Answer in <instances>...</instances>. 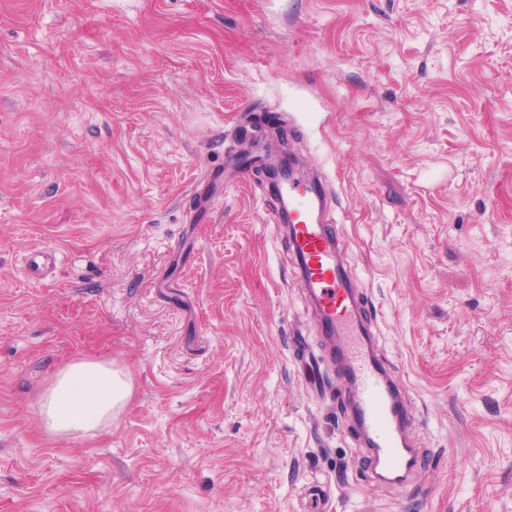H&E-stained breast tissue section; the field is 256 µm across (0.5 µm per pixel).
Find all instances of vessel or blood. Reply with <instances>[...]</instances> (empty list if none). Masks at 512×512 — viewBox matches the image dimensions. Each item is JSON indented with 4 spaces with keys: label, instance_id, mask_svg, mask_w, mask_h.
I'll return each instance as SVG.
<instances>
[{
    "label": "vessel or blood",
    "instance_id": "obj_1",
    "mask_svg": "<svg viewBox=\"0 0 512 512\" xmlns=\"http://www.w3.org/2000/svg\"><path fill=\"white\" fill-rule=\"evenodd\" d=\"M276 192L291 218L288 242L300 286L331 336L336 375L349 383L360 430L372 443L374 474L383 482L403 483L411 450L400 421L396 382L376 369L372 351L360 339L363 311L342 263L338 226L325 218V203L309 181H284Z\"/></svg>",
    "mask_w": 512,
    "mask_h": 512
}]
</instances>
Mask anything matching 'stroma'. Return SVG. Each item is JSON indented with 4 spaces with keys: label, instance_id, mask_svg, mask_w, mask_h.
<instances>
[{
    "label": "stroma",
    "instance_id": "1",
    "mask_svg": "<svg viewBox=\"0 0 512 512\" xmlns=\"http://www.w3.org/2000/svg\"><path fill=\"white\" fill-rule=\"evenodd\" d=\"M255 117L334 200L407 488L315 394L275 196L224 183ZM80 360L133 395L48 435ZM0 512H512V0H0Z\"/></svg>",
    "mask_w": 512,
    "mask_h": 512
}]
</instances>
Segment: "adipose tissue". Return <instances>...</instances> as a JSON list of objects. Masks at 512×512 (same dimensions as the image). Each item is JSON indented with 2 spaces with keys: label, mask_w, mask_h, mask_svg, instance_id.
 <instances>
[{
  "label": "adipose tissue",
  "mask_w": 512,
  "mask_h": 512,
  "mask_svg": "<svg viewBox=\"0 0 512 512\" xmlns=\"http://www.w3.org/2000/svg\"><path fill=\"white\" fill-rule=\"evenodd\" d=\"M131 394V380L122 370L99 361L73 362L55 375L41 400L40 421L53 435L86 434L111 422Z\"/></svg>",
  "instance_id": "1"
}]
</instances>
